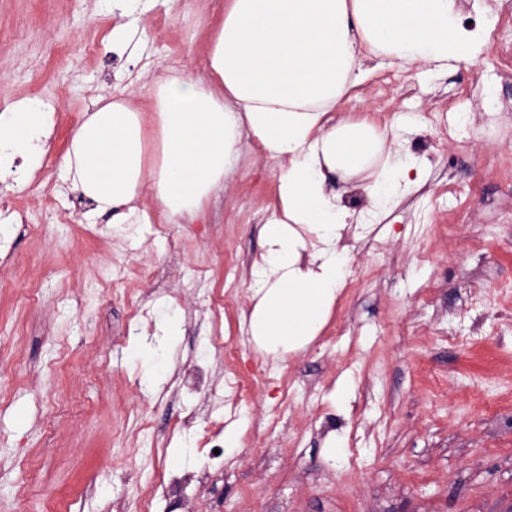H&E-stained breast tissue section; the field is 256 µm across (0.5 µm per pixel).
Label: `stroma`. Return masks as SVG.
Returning <instances> with one entry per match:
<instances>
[{
  "instance_id": "stroma-1",
  "label": "stroma",
  "mask_w": 512,
  "mask_h": 512,
  "mask_svg": "<svg viewBox=\"0 0 512 512\" xmlns=\"http://www.w3.org/2000/svg\"><path fill=\"white\" fill-rule=\"evenodd\" d=\"M224 0H0V107L55 99L34 174L0 172V512H512V23L461 0L475 63L427 72L378 57L332 110L389 127L411 188L385 207L345 195L337 249L361 270L306 348L272 357L243 322L278 160L243 138L196 219L89 223L60 161L98 93L174 66L207 76ZM132 30L115 54L119 22ZM159 288L147 292L141 272ZM173 318L166 336L157 324ZM163 370L141 377L150 354ZM244 390L226 384L229 368ZM350 394L339 400L340 386ZM193 413L190 427L181 417ZM239 428L211 453L210 431ZM210 473L180 491L169 474Z\"/></svg>"
}]
</instances>
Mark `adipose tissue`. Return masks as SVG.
Wrapping results in <instances>:
<instances>
[{
    "label": "adipose tissue",
    "instance_id": "ef3b65f1",
    "mask_svg": "<svg viewBox=\"0 0 512 512\" xmlns=\"http://www.w3.org/2000/svg\"><path fill=\"white\" fill-rule=\"evenodd\" d=\"M457 14L456 0H225L208 79L166 68L147 115L129 98L95 99L61 174L92 215L116 224L145 219L146 187L165 220L191 217L222 186L243 137H253L282 172L280 210L262 228L248 332L268 354L302 349L325 325L345 276L347 254L332 243L349 211L329 188L332 176L368 175L364 191L378 208L407 178L385 149L386 129L365 117L334 123L329 113L362 81L360 54L430 69L475 59L479 40ZM49 127L41 102L6 105L0 156L39 165ZM309 233L326 248L306 265Z\"/></svg>",
    "mask_w": 512,
    "mask_h": 512
}]
</instances>
